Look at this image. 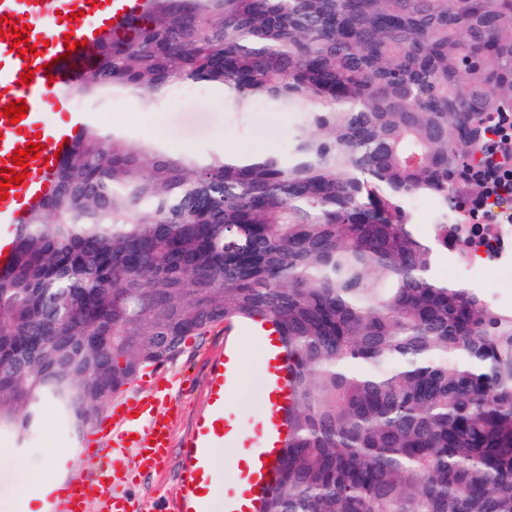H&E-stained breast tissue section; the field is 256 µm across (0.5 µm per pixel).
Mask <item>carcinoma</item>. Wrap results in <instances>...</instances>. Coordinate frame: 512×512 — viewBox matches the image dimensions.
I'll return each instance as SVG.
<instances>
[{
	"mask_svg": "<svg viewBox=\"0 0 512 512\" xmlns=\"http://www.w3.org/2000/svg\"><path fill=\"white\" fill-rule=\"evenodd\" d=\"M294 113L288 154L173 156L87 123L0 271V424L81 433L211 327L288 350L262 512H512V309L435 279L512 161V0H147L70 90ZM430 196V238L410 209Z\"/></svg>",
	"mask_w": 512,
	"mask_h": 512,
	"instance_id": "carcinoma-1",
	"label": "carcinoma"
}]
</instances>
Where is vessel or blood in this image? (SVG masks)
<instances>
[{
    "instance_id": "vessel-or-blood-1",
    "label": "vessel or blood",
    "mask_w": 512,
    "mask_h": 512,
    "mask_svg": "<svg viewBox=\"0 0 512 512\" xmlns=\"http://www.w3.org/2000/svg\"><path fill=\"white\" fill-rule=\"evenodd\" d=\"M145 0H0V17H9L19 27L34 19L29 36L35 52L11 51L13 36L0 39V109L12 102L26 103L28 111L18 123L0 113V169L12 167L16 151L28 142L39 141V158L29 161L24 182L10 184L8 199H0V228L10 229L0 239V270L10 261L15 248L12 236L23 224L33 206L46 197L55 184L61 164L58 149H70L82 118L65 108V86L75 83L84 58V48L67 50L66 36L74 40L94 41L97 33L110 28L119 17L139 12ZM32 70L33 78L21 81L19 74ZM271 350L263 387L270 401L255 433V452L249 464L241 467L233 494L224 498V512H256L263 492L277 479L275 460L287 432L285 410L288 406V370L286 353L277 337H266ZM161 392L143 396L131 404L110 409L100 425L107 440L101 453L107 465L92 479H71L51 497L53 512H127L122 494L103 495L106 484H122V471L159 464L169 446V422L161 411ZM186 464L177 496L176 512H193L197 498L209 488L202 483L204 471H211L216 482L224 480V466L213 454V445L191 436L185 444Z\"/></svg>"
}]
</instances>
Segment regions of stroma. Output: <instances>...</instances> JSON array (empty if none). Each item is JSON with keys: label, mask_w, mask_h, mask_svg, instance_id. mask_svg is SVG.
<instances>
[{"label": "stroma", "mask_w": 512, "mask_h": 512, "mask_svg": "<svg viewBox=\"0 0 512 512\" xmlns=\"http://www.w3.org/2000/svg\"><path fill=\"white\" fill-rule=\"evenodd\" d=\"M81 111L102 129L118 130L174 153L201 155L226 150L250 157L284 153L294 125L291 115L270 110L261 102L248 112L225 111L223 90L206 85L197 91L188 84L175 87L164 100L147 109L122 98H107L83 101ZM434 270L440 279L488 290L500 307L512 308L511 262L491 270L476 267L465 271L459 269L452 252L442 251L435 259ZM225 340L223 326L213 327L205 336L188 340L182 352L163 366L169 385L166 415L171 427V450L150 473L128 475L121 491L129 500V512H172L173 495L182 473L184 442L211 411L209 370L223 358ZM238 344L249 355L250 369L225 410L249 434L257 428L264 408L260 382L265 365L260 343L252 335L240 333ZM84 443V438L59 417L48 398L39 407V425L31 437L22 440L11 427H0V512H23L17 490L29 482L30 476L18 461L38 451L72 449V456L60 471L61 478L96 472L101 457L85 452Z\"/></svg>", "instance_id": "obj_1"}]
</instances>
